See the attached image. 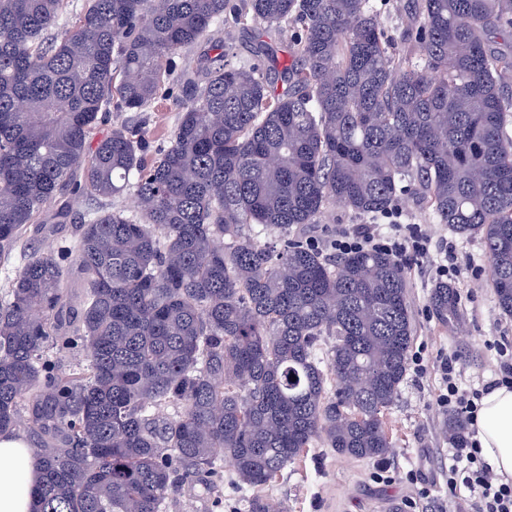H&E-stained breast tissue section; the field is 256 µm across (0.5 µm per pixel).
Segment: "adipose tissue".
I'll return each instance as SVG.
<instances>
[{"label": "adipose tissue", "instance_id": "obj_1", "mask_svg": "<svg viewBox=\"0 0 512 512\" xmlns=\"http://www.w3.org/2000/svg\"><path fill=\"white\" fill-rule=\"evenodd\" d=\"M473 427L484 460L503 481L512 480V387L498 386L483 396ZM38 478L29 443L0 433V512H31L29 488Z\"/></svg>", "mask_w": 512, "mask_h": 512}]
</instances>
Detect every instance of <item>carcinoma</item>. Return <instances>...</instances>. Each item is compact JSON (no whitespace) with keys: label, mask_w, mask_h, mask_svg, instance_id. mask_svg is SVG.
<instances>
[{"label":"carcinoma","mask_w":512,"mask_h":512,"mask_svg":"<svg viewBox=\"0 0 512 512\" xmlns=\"http://www.w3.org/2000/svg\"><path fill=\"white\" fill-rule=\"evenodd\" d=\"M0 0V262L42 217L77 225L33 251L0 293V431L38 437L33 512H168L232 463L269 484L304 449L385 461L383 420L414 339L402 259L333 257L298 231L342 204L377 224L402 195L480 237L512 315V0ZM288 29L292 63L258 42L235 62L214 38ZM211 44L197 80L187 49ZM179 86L170 144L102 112H147ZM129 190L136 210L76 218L60 202ZM277 233L273 242L263 237ZM86 280L77 300L70 267ZM445 326L460 295L436 283ZM83 363L60 366L64 350Z\"/></svg>","instance_id":"obj_1"}]
</instances>
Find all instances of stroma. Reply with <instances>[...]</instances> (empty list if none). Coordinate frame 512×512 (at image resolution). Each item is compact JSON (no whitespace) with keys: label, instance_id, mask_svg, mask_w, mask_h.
I'll return each instance as SVG.
<instances>
[{"label":"stroma","instance_id":"35a3bbf8","mask_svg":"<svg viewBox=\"0 0 512 512\" xmlns=\"http://www.w3.org/2000/svg\"><path fill=\"white\" fill-rule=\"evenodd\" d=\"M178 116L175 100L147 112H111L103 115L93 131V139L108 135L120 122L145 126L151 148L168 145ZM397 208L402 224L428 225L432 234L430 252L424 260L406 257L409 297L415 322V343L424 345L426 374L407 373L400 395L384 420L396 443L388 466L414 471L416 481L382 482L376 479L379 467L373 460L353 459L329 448H309L290 463L274 482L261 489L240 484L232 466H225L224 477L209 488L194 486L178 492L171 512H242L254 494L283 504L287 512H389L401 504V512H442L448 501V450L451 443L444 429L446 413L437 398L442 386L437 362L448 351L470 348L473 359L462 362V380L478 384L492 379L497 365V341L512 343V317L502 314L489 285L488 265L480 238L461 237L447 225L434 223L410 196L400 197ZM72 224H31L16 247V256L33 248H57L75 236ZM454 247L463 267L454 279L466 320L456 327L442 326L428 308V295L436 282L434 269Z\"/></svg>","mask_w":512,"mask_h":512}]
</instances>
